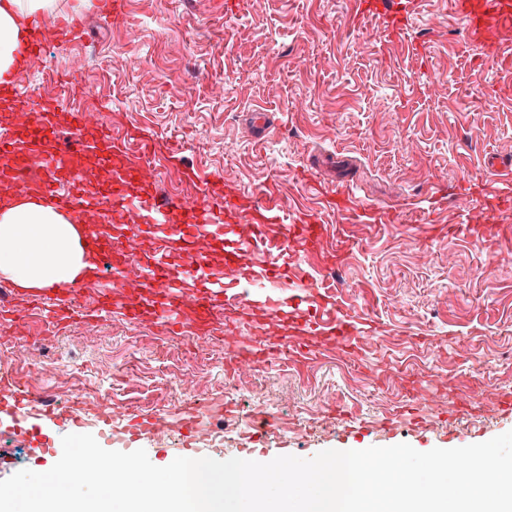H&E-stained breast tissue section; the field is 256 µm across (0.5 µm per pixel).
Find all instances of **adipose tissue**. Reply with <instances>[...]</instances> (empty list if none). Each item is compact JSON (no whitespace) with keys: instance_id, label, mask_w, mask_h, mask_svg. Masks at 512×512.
<instances>
[{"instance_id":"1","label":"adipose tissue","mask_w":512,"mask_h":512,"mask_svg":"<svg viewBox=\"0 0 512 512\" xmlns=\"http://www.w3.org/2000/svg\"><path fill=\"white\" fill-rule=\"evenodd\" d=\"M57 0H0V79L10 77L30 17L52 15ZM84 225L29 194L0 201V278L30 294L80 277Z\"/></svg>"}]
</instances>
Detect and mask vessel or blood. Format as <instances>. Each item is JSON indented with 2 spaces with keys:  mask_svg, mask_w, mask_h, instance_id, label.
<instances>
[{
  "mask_svg": "<svg viewBox=\"0 0 512 512\" xmlns=\"http://www.w3.org/2000/svg\"><path fill=\"white\" fill-rule=\"evenodd\" d=\"M450 5L464 21L470 42L492 48L512 45V0H450ZM30 28L20 50L28 61L37 59L49 41L77 37L81 24L76 19L34 20ZM0 97L9 100L13 111L37 115L34 123L0 138V156L13 159L10 169L0 168V178L9 177L21 182L25 191L49 198L72 221L94 212L113 225L115 233L110 237L94 229L86 232L84 249L91 260L87 276L97 278L107 264L121 268L129 284L121 310L129 320L191 327L196 346L203 347L215 310L240 304L245 310L261 312L265 335L276 341L299 336L311 347L332 341L341 350L368 344L370 331L336 310L305 266L295 261L296 251L316 254L323 249V227L313 215L286 221L279 199L270 197L259 205L225 191L218 179L192 196L159 198L140 167L127 159L126 143L138 142L142 152L153 157L178 159L180 150L169 140L150 137L137 128L127 130L123 142L110 141L103 133L92 137L88 134L91 113L76 111L68 115V137L62 141L50 100L19 91L12 80L0 82ZM97 152L111 164L112 181L89 196L81 187L82 162ZM454 206L463 218L459 234L476 236L482 228V212L475 191L460 188ZM210 235L224 248L225 270L240 268L256 251H268L270 259L259 269L257 283L278 284L286 278L300 283L299 308H289L273 295L247 297L223 272H211L210 253L200 243ZM61 418L68 420L75 433L96 428L103 440L130 452L175 426L184 436L178 456H194L207 440L206 430L189 410L176 423L167 416L116 418L108 412L90 421L76 413L40 408L33 395L10 388L0 377V423L8 422L33 447L49 448L46 424Z\"/></svg>",
  "mask_w": 512,
  "mask_h": 512,
  "instance_id": "b4317fda",
  "label": "vessel or blood"
}]
</instances>
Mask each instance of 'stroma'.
Instances as JSON below:
<instances>
[{"instance_id":"35a3bbf8","label":"stroma","mask_w":512,"mask_h":512,"mask_svg":"<svg viewBox=\"0 0 512 512\" xmlns=\"http://www.w3.org/2000/svg\"><path fill=\"white\" fill-rule=\"evenodd\" d=\"M94 2L58 0L56 18L79 17L83 36L49 43L43 68L24 71L20 89L56 100L59 124L78 106L99 127L119 113L124 127L181 143L183 163L200 177L260 201L276 191L284 206L318 215L328 248L337 225H349L341 262H307L318 280L334 277L337 306L374 334L360 373L328 355L304 364L277 357L242 376L231 399L223 341L206 366L203 351L170 338L165 324L130 323L115 308L62 328L42 353V322L27 329L0 320V346L26 353V389L55 407L81 405L87 416L96 408L82 396L99 385L131 414L209 405L206 455L221 461L400 443L448 449L512 430L505 406L442 418L386 374L413 372L426 389L439 373L451 394L471 387L478 359L512 399V233L497 230L512 225V207L482 188L490 157L512 163V95L499 92L512 71L500 54L467 44L448 0H412L403 17L397 0H382L372 36L361 28L359 0H235L229 12L220 0H127L134 42ZM437 77L447 86L440 96ZM258 108L275 126L263 143L248 120ZM343 185L362 204L394 212V222L362 223L328 207L325 193ZM462 185L481 191L488 231L477 240L447 232L461 221L453 194ZM186 369L184 385H163ZM263 389L288 399L269 414L274 433L254 446L247 423ZM50 465L24 437L0 434L1 478Z\"/></svg>"}]
</instances>
